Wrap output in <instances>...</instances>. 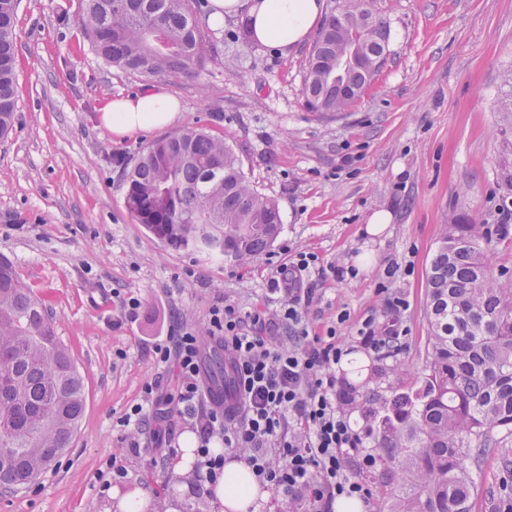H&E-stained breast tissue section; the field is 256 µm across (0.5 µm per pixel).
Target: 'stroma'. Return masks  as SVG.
Returning <instances> with one entry per match:
<instances>
[{
  "instance_id": "stroma-1",
  "label": "stroma",
  "mask_w": 512,
  "mask_h": 512,
  "mask_svg": "<svg viewBox=\"0 0 512 512\" xmlns=\"http://www.w3.org/2000/svg\"><path fill=\"white\" fill-rule=\"evenodd\" d=\"M84 0H20L16 18V111L0 138V255L46 303L59 340L86 384V407L60 462L32 485L0 491V512H104L99 475L110 460L127 471L121 492H147V512H165L179 496L171 461L150 466L119 438L116 421L141 402L145 381L173 384L149 348L174 329L195 332L204 350L213 306L252 308L265 297L277 264L314 254L317 265L351 269L344 280H319L320 299L307 310L322 332L338 314L351 337L371 312L399 317L406 351L380 359L353 347L338 376L350 387L352 422L366 421L365 396L403 391L423 369L430 325L427 272L439 228L470 220L496 226L489 251L512 274V189L500 180L504 143L498 101L512 69V0H372L388 18L385 64L347 111L314 112L302 93L310 48L283 53L239 40L241 19L214 29L217 55L197 81L162 82L105 63L83 34ZM162 85L179 98L181 117L163 129L113 139L99 111L113 98ZM194 125L224 137L247 180L275 199L282 230L247 266L168 246L137 224L125 206L122 169L152 140ZM392 214L376 237L366 233L377 210ZM394 268L386 277V268ZM140 302L122 320L121 302ZM399 297L404 309L388 301ZM471 466L470 512H506L500 455Z\"/></svg>"
}]
</instances>
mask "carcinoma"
<instances>
[{
    "label": "carcinoma",
    "instance_id": "obj_1",
    "mask_svg": "<svg viewBox=\"0 0 512 512\" xmlns=\"http://www.w3.org/2000/svg\"><path fill=\"white\" fill-rule=\"evenodd\" d=\"M331 8L308 56L303 95L316 112L348 110L379 74L387 20L371 8ZM19 0H0V137L16 110L15 21ZM207 0H85L82 29L107 64L145 78L178 79L215 53ZM366 29L364 46L348 24ZM511 126L498 167L512 188V93L501 101ZM125 203L162 243L239 264L281 232L276 201L252 186L223 138L192 126L122 160ZM453 251H448V244ZM485 224H445L427 273L430 336L425 372L391 396L371 392L368 417L382 465L397 464L387 512H470L468 464L512 434V283L496 277ZM86 404L85 380L54 332L45 302L0 256V488L17 490L67 450Z\"/></svg>",
    "mask_w": 512,
    "mask_h": 512
}]
</instances>
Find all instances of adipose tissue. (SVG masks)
I'll list each match as a JSON object with an SVG mask.
<instances>
[{
  "mask_svg": "<svg viewBox=\"0 0 512 512\" xmlns=\"http://www.w3.org/2000/svg\"><path fill=\"white\" fill-rule=\"evenodd\" d=\"M212 25L225 17L246 21L259 43L292 50L300 46L322 19L325 0H212ZM181 113L179 100L166 89L110 100L102 107L100 123L115 139L144 129H161ZM212 502L219 512H247L256 500L266 498L253 472L243 462L226 460L224 473L211 487Z\"/></svg>",
  "mask_w": 512,
  "mask_h": 512,
  "instance_id": "1",
  "label": "adipose tissue"
}]
</instances>
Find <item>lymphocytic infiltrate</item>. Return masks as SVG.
Segmentation results:
<instances>
[{"mask_svg":"<svg viewBox=\"0 0 512 512\" xmlns=\"http://www.w3.org/2000/svg\"><path fill=\"white\" fill-rule=\"evenodd\" d=\"M312 260L301 252L277 266L268 282L270 293L283 297L276 308H212L210 336L235 356V404L205 405L201 341L195 334L176 330L157 338L151 351L159 366L173 368L175 387L163 398L158 384L144 383L142 401L117 420L122 442L139 451L149 411L162 400L191 421L198 469L208 482L224 471L223 453L210 448L217 439L251 468L261 486L294 502L309 501L312 512H331L340 497L368 500L369 488L346 464L373 467L379 458L368 446L367 430L355 427L338 406L345 393L336 369L349 350L336 327L319 334L304 320L305 309L318 299ZM276 324L287 328V340L267 335V327ZM357 340L380 358L404 348L395 323L373 314L362 321Z\"/></svg>","mask_w":512,"mask_h":512,"instance_id":"obj_1","label":"lymphocytic infiltrate"}]
</instances>
